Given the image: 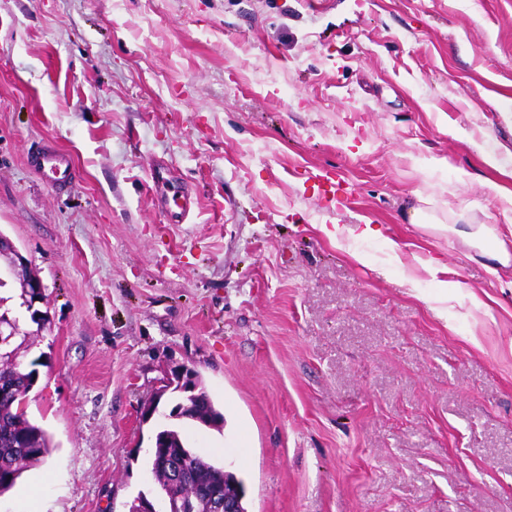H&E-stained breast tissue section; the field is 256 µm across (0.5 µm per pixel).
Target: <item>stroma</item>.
<instances>
[{"mask_svg":"<svg viewBox=\"0 0 512 512\" xmlns=\"http://www.w3.org/2000/svg\"><path fill=\"white\" fill-rule=\"evenodd\" d=\"M159 160L185 223L153 204ZM416 192L512 249V0H0V233L45 286L22 361L53 445L0 512H164L172 404L140 411L174 365L225 418L182 422L189 446L248 512H512V266L410 223ZM432 256L463 286L444 317ZM35 170L59 186L71 181L70 164L67 156L56 149H42L35 157ZM159 435L158 447L152 449L151 453V469L152 472L159 476V465L162 460H171L182 445L185 448L186 443L180 429L175 425H168L157 431Z\"/></svg>","mask_w":512,"mask_h":512,"instance_id":"stroma-1","label":"stroma"}]
</instances>
